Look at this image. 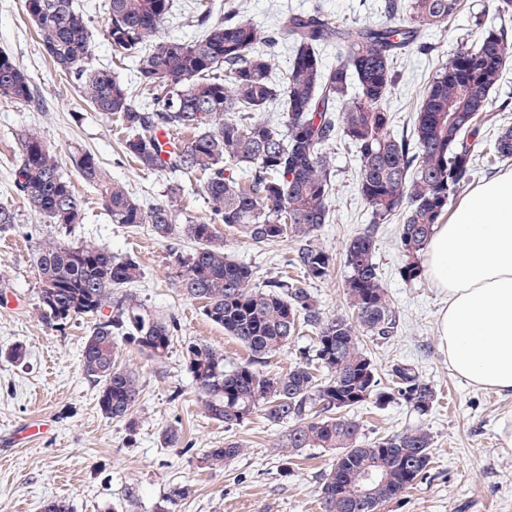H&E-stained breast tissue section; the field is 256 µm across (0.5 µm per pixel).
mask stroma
<instances>
[{"label":"stroma","instance_id":"stroma-1","mask_svg":"<svg viewBox=\"0 0 512 512\" xmlns=\"http://www.w3.org/2000/svg\"><path fill=\"white\" fill-rule=\"evenodd\" d=\"M313 2L245 0L244 16L258 26H272L281 14L310 10ZM74 3L91 18L92 65L111 64L114 54L106 39L104 0ZM480 12L486 24L506 26L512 33V15L498 16L490 0H465L448 29L424 33L431 53L409 52L400 58L398 82L388 101L396 131H406L411 110L429 79L457 48L459 35L474 30V16ZM0 51L27 70L44 105L37 111L0 103V205L10 207L16 216L15 224L0 230V351L18 344L26 351L23 363H0V512H42L44 502L55 499L69 502L71 512H156L176 484L188 486L191 494L179 501L174 512H322V476L332 462L331 452L297 451L286 473L279 446L281 427L268 424L257 413L228 431L205 413L183 363L184 345L211 343L234 363L246 359L247 352L207 320L201 301L179 291L174 260L188 254L192 242L184 237L160 240L146 230L112 223L101 207L99 188L80 177L69 155L95 154L109 179L124 183L145 207L163 200L169 185L182 182L185 216L190 220L208 215L197 179L145 171L124 156L120 124L92 111L54 68L23 0H0ZM32 130L55 148L84 201L85 219L70 230L43 223L12 190L19 138ZM330 153L336 191L331 220L322 226L316 242L338 252L370 217L356 187L358 156L340 140ZM216 231L237 261L255 269L258 280L297 277V269L289 264L297 242L257 247L224 225H217ZM50 238L74 245L91 243L118 257L136 256L142 276L132 292L149 310L175 318L178 324L164 363H154L131 348L121 351L122 365L136 374L141 389L136 431L101 415L97 389L81 374L87 319L55 329L37 318L39 275L34 250L38 242ZM376 261L400 325L396 336L368 342V353L382 370L396 363L412 364L437 395L432 411L422 420L401 402L383 409L367 402L353 411L366 438L392 435L420 420L434 438L427 477L381 512H512V445L503 436L504 427L512 425V398L471 386L450 369L437 339L442 298L427 279L402 281L403 257L395 224L379 225ZM35 423L47 425V432L28 435V427ZM170 427L181 435L173 448L160 442L162 430ZM227 439L238 441L243 453L230 465L202 467L199 460L205 451Z\"/></svg>","mask_w":512,"mask_h":512}]
</instances>
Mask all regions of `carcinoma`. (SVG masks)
<instances>
[{
	"mask_svg": "<svg viewBox=\"0 0 512 512\" xmlns=\"http://www.w3.org/2000/svg\"><path fill=\"white\" fill-rule=\"evenodd\" d=\"M463 7L464 0H384L383 21L349 27L317 4L310 13L289 14L263 28L242 18L241 3L226 0L224 18L211 23V10L201 11L197 22L203 32L186 40L161 35L171 0H105L106 37L119 59L132 62L145 99L139 105L130 84L112 68L90 66V20L73 0H24L54 67L94 111L119 119L127 132L125 156L146 171L202 175L210 217L180 223L182 184L170 185L164 200L144 209L124 184L106 180L94 154L70 157L83 179L100 188L112 223L146 224L159 238L178 234L194 242L189 254L178 257L176 285L202 301L207 319L249 352L246 361L231 365L212 345H185L184 364L205 410L228 430L260 412L285 428L281 447L291 453L336 451L322 478V512H380L416 485L432 463L434 438L425 423L367 440L350 411L369 400L379 408L400 401L423 418L436 401L433 386L409 364L392 365L382 385L364 346V339L386 340L399 328L375 260L377 225L399 221V274L412 284L422 276L435 225L473 181L481 157L491 164L512 161V125H500L494 139L485 140L497 120L489 113L490 95L512 65L503 29L490 28L474 47L448 56L417 101L409 132L395 131L386 108L397 58L424 50L423 32L447 27ZM328 40L339 43L334 67L319 57V46ZM282 45L291 58L277 81L272 60ZM34 98L28 73L0 52V102L24 107ZM277 100L284 112L276 119L262 117ZM162 130L190 131L192 137L164 159L157 138ZM338 138L361 160L356 185L370 224L344 246L348 311L328 315L305 282L325 280L336 269V253L314 238L330 219L335 174L327 147ZM13 186L44 222L61 229L82 223L83 200L56 151L35 132L21 137ZM217 224L258 247L302 242L293 263L303 280L256 282L251 266L224 251ZM35 259L38 320L57 328L76 317L92 318L81 347L82 375L98 388L102 415L135 430L140 386L121 366L120 350L133 347L163 362L176 321L154 314L131 292H116L141 277L131 256L53 240L36 246ZM302 325L315 331L311 349L299 352L285 372L268 370L269 359ZM242 452L239 442L226 440L208 449L202 463L226 466ZM370 469L386 472L389 480L375 485L366 502L358 495L357 478ZM189 494L185 485L172 486L158 512H172Z\"/></svg>",
	"mask_w": 512,
	"mask_h": 512,
	"instance_id": "obj_1",
	"label": "carcinoma"
}]
</instances>
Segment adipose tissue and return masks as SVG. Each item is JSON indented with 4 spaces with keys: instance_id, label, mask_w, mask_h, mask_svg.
I'll return each mask as SVG.
<instances>
[{
    "instance_id": "adipose-tissue-1",
    "label": "adipose tissue",
    "mask_w": 512,
    "mask_h": 512,
    "mask_svg": "<svg viewBox=\"0 0 512 512\" xmlns=\"http://www.w3.org/2000/svg\"><path fill=\"white\" fill-rule=\"evenodd\" d=\"M423 275L447 299L438 338L451 368L512 397V170L480 183L435 226Z\"/></svg>"
}]
</instances>
